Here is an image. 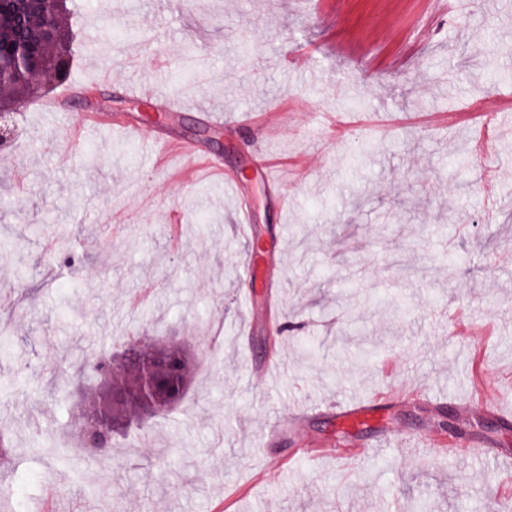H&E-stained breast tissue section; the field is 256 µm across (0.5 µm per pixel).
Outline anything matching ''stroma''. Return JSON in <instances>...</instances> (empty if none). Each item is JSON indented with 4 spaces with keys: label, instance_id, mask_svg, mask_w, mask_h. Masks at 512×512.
Instances as JSON below:
<instances>
[{
    "label": "stroma",
    "instance_id": "35a3bbf8",
    "mask_svg": "<svg viewBox=\"0 0 512 512\" xmlns=\"http://www.w3.org/2000/svg\"><path fill=\"white\" fill-rule=\"evenodd\" d=\"M328 9L326 23L315 0H65L76 91L58 112L14 113L0 154L10 512H39L55 483L62 512H411L419 500L481 512L491 491L512 512V466L495 460L512 455V424L476 406L512 403V108L475 111L512 100V0ZM101 13L134 34L105 84L85 51ZM148 77L205 98L227 127L119 111L127 83ZM245 107L251 125L234 127ZM91 113L193 143L224 170L154 162L145 142L124 153L116 128L75 138L72 120ZM239 205L251 234L233 220ZM252 237L265 253L251 283ZM130 334L186 350L185 400L124 417L106 462L39 453L83 402L72 365ZM273 358L280 372L257 383ZM399 386L412 394L385 401L382 420L339 431L343 397ZM314 403L301 431L285 427L289 408ZM447 411L493 458L370 457L401 434L455 443Z\"/></svg>",
    "mask_w": 512,
    "mask_h": 512
}]
</instances>
